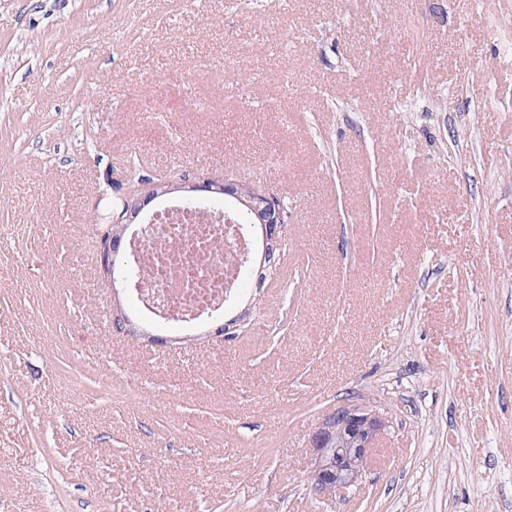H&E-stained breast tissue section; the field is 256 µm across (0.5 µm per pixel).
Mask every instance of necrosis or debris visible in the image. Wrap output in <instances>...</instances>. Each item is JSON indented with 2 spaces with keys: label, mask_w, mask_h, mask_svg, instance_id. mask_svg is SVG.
<instances>
[{
  "label": "necrosis or debris",
  "mask_w": 512,
  "mask_h": 512,
  "mask_svg": "<svg viewBox=\"0 0 512 512\" xmlns=\"http://www.w3.org/2000/svg\"><path fill=\"white\" fill-rule=\"evenodd\" d=\"M144 287L172 322L189 325L224 303L244 274L235 227L223 216L170 207L137 249Z\"/></svg>",
  "instance_id": "necrosis-or-debris-1"
}]
</instances>
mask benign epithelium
Returning <instances> with one entry per match:
<instances>
[{
	"instance_id": "benign-epithelium-1",
	"label": "benign epithelium",
	"mask_w": 512,
	"mask_h": 512,
	"mask_svg": "<svg viewBox=\"0 0 512 512\" xmlns=\"http://www.w3.org/2000/svg\"><path fill=\"white\" fill-rule=\"evenodd\" d=\"M220 193L228 201L242 200L245 191L237 182H219L210 179L189 183L187 179L154 183L146 188L131 184L122 198V207L112 214V222L107 225L99 238L100 270L116 282L131 281L139 286V280H130L125 272L116 268L115 257H129L127 244L131 230L144 236L149 226L143 221L146 208L163 194L170 192ZM253 199L262 204L258 210L256 234L253 241L261 251L257 270L258 285L264 286L265 269L274 273L283 264V242L288 211L274 193L257 190ZM246 321V311L231 317L224 325L214 330V335L230 340L239 335V329ZM115 329L126 335L149 336L138 323L122 310H117L113 318ZM391 422L387 412L373 401L359 399L340 405L333 412L324 415L313 429L310 447L313 448L311 469V490L314 495L324 498L328 493H341L356 485L363 477L372 452L389 434Z\"/></svg>"
}]
</instances>
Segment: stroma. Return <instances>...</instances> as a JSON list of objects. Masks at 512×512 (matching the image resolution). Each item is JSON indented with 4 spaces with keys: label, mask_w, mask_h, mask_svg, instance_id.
<instances>
[{
    "label": "stroma",
    "mask_w": 512,
    "mask_h": 512,
    "mask_svg": "<svg viewBox=\"0 0 512 512\" xmlns=\"http://www.w3.org/2000/svg\"><path fill=\"white\" fill-rule=\"evenodd\" d=\"M248 175L271 287L183 327L101 274L126 178ZM358 395L392 427L319 500ZM149 507L512 512V0H0V512ZM247 198H253L262 204L257 213L259 224L251 225L256 227V234L253 235L252 232H249L253 241L258 242L261 251L257 281L259 288H262L267 280L262 272L270 267L272 276L283 264L284 249L282 250V246L288 211L282 204L281 199L269 191L256 189L253 196H247ZM113 325L116 331L122 332L123 334L133 336H152L150 337L151 342H164L163 338L154 336L153 334H150L148 331L144 330L138 323L132 320L121 309L116 311V314L113 318ZM387 412L373 401L359 399L323 415L310 436L313 448L311 490L324 498L341 493L363 477L375 448L389 434Z\"/></svg>",
    "instance_id": "1"
}]
</instances>
